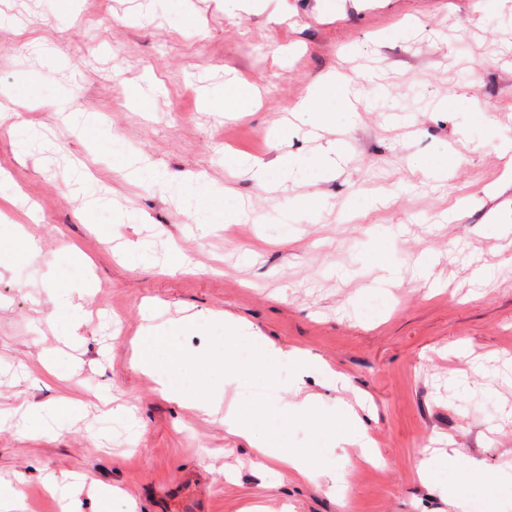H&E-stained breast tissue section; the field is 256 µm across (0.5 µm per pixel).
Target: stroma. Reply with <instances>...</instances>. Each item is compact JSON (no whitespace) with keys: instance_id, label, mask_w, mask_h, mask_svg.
Returning a JSON list of instances; mask_svg holds the SVG:
<instances>
[{"instance_id":"35a3bbf8","label":"stroma","mask_w":512,"mask_h":512,"mask_svg":"<svg viewBox=\"0 0 512 512\" xmlns=\"http://www.w3.org/2000/svg\"><path fill=\"white\" fill-rule=\"evenodd\" d=\"M0 102L10 120L50 124L51 165L0 125V211L41 252L0 260V411L64 399L87 414L54 437L0 431V480L24 477L27 512H62L44 474L117 489L133 512H459L420 459L455 452L475 482L474 512H512V0H258L230 16L222 0H0ZM52 44V61L24 54ZM361 91L352 116L313 125L295 106L326 76ZM258 95L228 115L227 83ZM142 84L154 102L133 103ZM465 95L491 125L470 138L447 96ZM215 111H206V103ZM119 135L170 175L191 174L243 203L238 237L224 205L196 224L171 192L131 181L102 145ZM348 155L324 174L266 192L229 174L227 154L277 167L285 155ZM449 157L446 178L429 162ZM82 182L94 208L72 195ZM314 210H307V203ZM146 243L128 267L121 248ZM92 263L91 316L74 373L41 365L65 328L49 289L56 256ZM179 251L190 266L168 264ZM167 318L221 312L284 350L300 348L348 377L333 387L279 366L280 396L313 399L349 431L324 444L328 476L282 475L252 441L164 399L130 366L146 302ZM112 396L94 407L96 392ZM375 440L380 462L355 437Z\"/></svg>"}]
</instances>
